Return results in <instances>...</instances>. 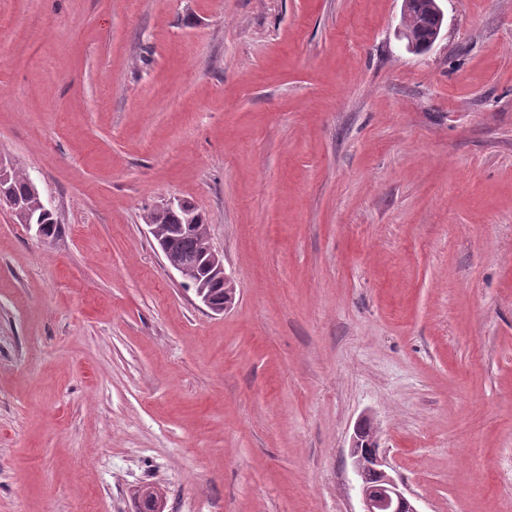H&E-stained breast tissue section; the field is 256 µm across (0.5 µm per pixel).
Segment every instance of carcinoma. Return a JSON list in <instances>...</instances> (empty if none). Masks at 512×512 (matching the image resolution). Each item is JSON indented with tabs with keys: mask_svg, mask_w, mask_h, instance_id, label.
<instances>
[{
	"mask_svg": "<svg viewBox=\"0 0 512 512\" xmlns=\"http://www.w3.org/2000/svg\"><path fill=\"white\" fill-rule=\"evenodd\" d=\"M4 197L21 207L14 213L18 223L47 224V235L56 232L54 215L45 210L38 189L31 186L28 175L23 170L8 167L0 175V198ZM144 222L157 228L155 240L172 257L185 263L187 268L186 284L194 290L213 291L224 296V288L214 280L205 269L201 256L206 245V222L201 213L189 202L184 201L173 207L162 205L144 216Z\"/></svg>",
	"mask_w": 512,
	"mask_h": 512,
	"instance_id": "obj_1",
	"label": "carcinoma"
}]
</instances>
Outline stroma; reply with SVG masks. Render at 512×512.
Returning a JSON list of instances; mask_svg holds the SVG:
<instances>
[{"label": "stroma", "instance_id": "stroma-1", "mask_svg": "<svg viewBox=\"0 0 512 512\" xmlns=\"http://www.w3.org/2000/svg\"><path fill=\"white\" fill-rule=\"evenodd\" d=\"M0 0V512H512V0ZM186 200L235 300L143 220ZM403 10L401 15V22L398 28V37L407 41V48L415 53L420 50V45L417 44L414 29L412 27L413 12L411 6L413 2L409 0L403 1ZM4 197L19 203L21 210L14 213L18 223L35 224L38 220L47 224V236L56 232L57 222L53 213L45 210V205L41 199L37 188L31 186L28 175L23 170L8 166L6 171L0 175V198ZM13 202L9 206L15 209L17 205ZM360 422L351 439V467L362 503L360 512H418L415 504L399 489L395 479L382 469L373 430Z\"/></svg>", "mask_w": 512, "mask_h": 512}]
</instances>
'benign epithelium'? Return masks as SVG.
Segmentation results:
<instances>
[{
	"mask_svg": "<svg viewBox=\"0 0 512 512\" xmlns=\"http://www.w3.org/2000/svg\"><path fill=\"white\" fill-rule=\"evenodd\" d=\"M443 0H425L424 16L434 22L433 34L428 45H433L441 34L444 10ZM411 0H404L398 37L407 41V48L413 52L420 50L412 27L413 12ZM205 255L212 273L224 281V304L217 305L211 301L205 291L197 293L196 298L210 311L222 313L234 302V290L231 277L224 269L223 257L212 248H207ZM368 426L360 422L354 428L351 439V467L356 487L362 503V512H419L415 504L399 489L395 479L382 469L378 448L373 444L374 437L367 436Z\"/></svg>",
	"mask_w": 512,
	"mask_h": 512,
	"instance_id": "obj_1",
	"label": "benign epithelium"
}]
</instances>
